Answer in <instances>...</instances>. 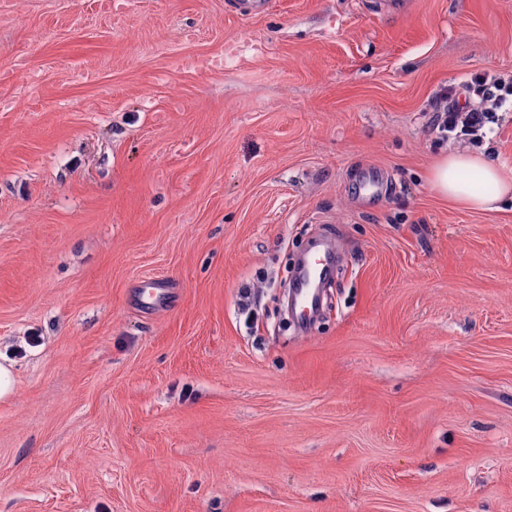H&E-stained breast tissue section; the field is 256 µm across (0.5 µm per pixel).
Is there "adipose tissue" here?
<instances>
[{"instance_id":"adipose-tissue-1","label":"adipose tissue","mask_w":512,"mask_h":512,"mask_svg":"<svg viewBox=\"0 0 512 512\" xmlns=\"http://www.w3.org/2000/svg\"><path fill=\"white\" fill-rule=\"evenodd\" d=\"M480 172L492 193L475 191L468 181L470 171ZM428 183L441 198L475 212H493L500 200L512 198V169L483 152L454 151L432 166Z\"/></svg>"}]
</instances>
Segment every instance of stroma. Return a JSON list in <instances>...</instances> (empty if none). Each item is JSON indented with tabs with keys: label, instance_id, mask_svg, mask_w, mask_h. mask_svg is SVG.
<instances>
[{
	"label": "stroma",
	"instance_id": "35a3bbf8",
	"mask_svg": "<svg viewBox=\"0 0 512 512\" xmlns=\"http://www.w3.org/2000/svg\"><path fill=\"white\" fill-rule=\"evenodd\" d=\"M409 2L0 0V512H512V204L427 184L512 0ZM334 258V246L331 242H327L324 244L323 249L307 257L303 262L294 283H297V287L293 288L299 314L302 311H307L309 315H313L315 310L318 311L320 309L322 305V291L317 288V284ZM172 288V283L169 280H159L140 292V302L148 310L162 308L171 299Z\"/></svg>",
	"mask_w": 512,
	"mask_h": 512
}]
</instances>
